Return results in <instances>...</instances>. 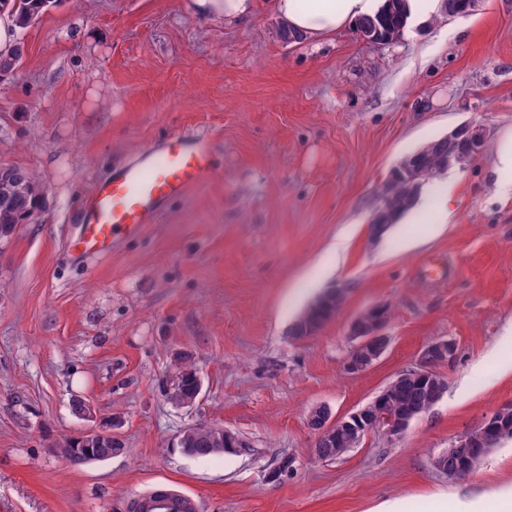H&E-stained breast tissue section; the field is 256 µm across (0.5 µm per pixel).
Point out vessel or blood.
I'll list each match as a JSON object with an SVG mask.
<instances>
[{"mask_svg": "<svg viewBox=\"0 0 512 512\" xmlns=\"http://www.w3.org/2000/svg\"><path fill=\"white\" fill-rule=\"evenodd\" d=\"M213 171L211 142L204 136L172 134L141 149L84 200L73 256L102 254L114 241L138 235L164 204L207 183Z\"/></svg>", "mask_w": 512, "mask_h": 512, "instance_id": "vessel-or-blood-1", "label": "vessel or blood"}]
</instances>
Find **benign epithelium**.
Masks as SVG:
<instances>
[{"label": "benign epithelium", "mask_w": 512, "mask_h": 512, "mask_svg": "<svg viewBox=\"0 0 512 512\" xmlns=\"http://www.w3.org/2000/svg\"><path fill=\"white\" fill-rule=\"evenodd\" d=\"M484 146L482 130L472 123L461 124L436 142H427L419 148V153L442 156L445 168H465L481 153ZM392 172L399 178L414 182H427L440 175V172L424 165H396ZM386 209L385 201L378 200L369 221L371 231L369 239L379 240L385 233L387 225L382 223V214ZM379 308L369 307L358 314L351 323L350 334L357 340V345L346 361V369L351 374H359L371 368L386 352L389 344L385 334L384 320L375 317ZM457 347L448 339L428 343L421 351L420 364L412 369L413 376L432 380L440 384L442 376L436 368L450 364L455 360ZM382 394H377L360 409L344 416H335L325 406H315L308 415V425L315 432V445L332 447L347 444L354 447L372 430H379L391 439L401 437L411 423L438 401L432 395L425 402L417 404L399 415L393 416L383 410ZM480 439H475L470 431H464L455 437L450 447L433 458V465L442 470L448 469L455 478H464L472 472L468 449L490 448L495 442L512 434V403H505L495 410L478 427ZM182 498L186 506L194 507L196 503L184 494L164 489H155L143 497L148 507L157 510L170 504L173 498Z\"/></svg>", "instance_id": "benign-epithelium-1"}]
</instances>
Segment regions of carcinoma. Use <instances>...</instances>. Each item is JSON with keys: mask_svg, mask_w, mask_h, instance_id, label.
Here are the masks:
<instances>
[{"mask_svg": "<svg viewBox=\"0 0 512 512\" xmlns=\"http://www.w3.org/2000/svg\"><path fill=\"white\" fill-rule=\"evenodd\" d=\"M57 0H0V12L6 10L14 22L17 31L21 32L45 14ZM407 11V2L400 0L396 7H384L380 13L365 18L356 24V33L367 30H380L382 33H394L401 24L404 12ZM23 56V43L16 39V43L7 54L0 53V75L13 72L19 66ZM420 190V186H411L397 181L383 182L375 189L378 199L388 198L387 214L384 221L393 225L395 220L406 214L412 207ZM42 193L40 191L37 175L17 167H0V239L10 237L17 225L27 220L31 211L40 206ZM345 292L331 297L320 296L311 303L294 323L291 335L297 336L305 326L322 327L343 305ZM198 371L193 365L183 363L179 367L178 391L165 393L169 403L175 404L179 395L190 396L194 393ZM388 394V404L396 410L418 401L423 397L420 386L409 381L405 385L389 383L385 386ZM178 447L186 455L198 458L234 453L236 449L224 446V441L215 439L210 425L200 423L184 428L178 438ZM62 455L71 464L79 466L92 461L102 460L104 451L108 448H117L126 451L124 443L105 434L95 439L86 440L82 436L66 439L60 445Z\"/></svg>", "mask_w": 512, "mask_h": 512, "instance_id": "carcinoma-1", "label": "carcinoma"}]
</instances>
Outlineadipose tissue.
Masks as SVG:
<instances>
[{
    "instance_id": "ef3b65f1",
    "label": "adipose tissue",
    "mask_w": 512,
    "mask_h": 512,
    "mask_svg": "<svg viewBox=\"0 0 512 512\" xmlns=\"http://www.w3.org/2000/svg\"><path fill=\"white\" fill-rule=\"evenodd\" d=\"M383 0H189L188 9L199 16L227 21L253 17L260 4L294 35L318 47L336 32L373 16ZM489 177L501 198H512V128L494 141Z\"/></svg>"
}]
</instances>
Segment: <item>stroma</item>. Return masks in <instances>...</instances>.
Segmentation results:
<instances>
[{
    "label": "stroma",
    "instance_id": "obj_1",
    "mask_svg": "<svg viewBox=\"0 0 512 512\" xmlns=\"http://www.w3.org/2000/svg\"><path fill=\"white\" fill-rule=\"evenodd\" d=\"M0 77V166L38 175L40 211L0 240V512H121L164 484L203 512H512V438L466 478L432 460L512 402V199L488 178L512 127V0L432 16L387 45L348 28L321 48L267 8L227 23L185 0H57ZM463 123L484 147L452 168L451 223L368 239L374 189L406 155ZM173 133L207 136L215 170L105 257L68 244L96 183ZM336 316L291 328L330 289ZM389 306L386 352L351 374L352 320ZM457 345L446 389L398 439L369 432L315 461L309 411L343 416ZM203 381L193 409L160 390L181 357ZM247 444L190 458L193 423ZM111 423L125 454L81 466L57 445ZM289 471H280L283 460Z\"/></svg>",
    "mask_w": 512,
    "mask_h": 512
}]
</instances>
